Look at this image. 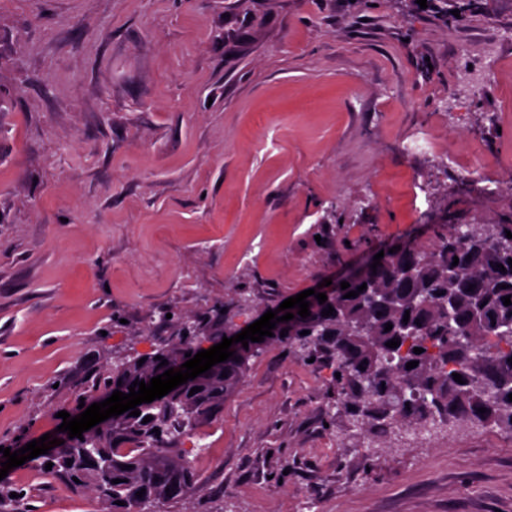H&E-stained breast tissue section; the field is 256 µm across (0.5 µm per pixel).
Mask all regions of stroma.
<instances>
[{"label":"stroma","instance_id":"obj_1","mask_svg":"<svg viewBox=\"0 0 512 512\" xmlns=\"http://www.w3.org/2000/svg\"><path fill=\"white\" fill-rule=\"evenodd\" d=\"M511 218L512 0H0V446L182 322ZM330 378L267 347L161 512H512V430L360 443ZM0 485V512H103L32 461Z\"/></svg>","mask_w":512,"mask_h":512}]
</instances>
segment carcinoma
<instances>
[{
	"label": "carcinoma",
	"mask_w": 512,
	"mask_h": 512,
	"mask_svg": "<svg viewBox=\"0 0 512 512\" xmlns=\"http://www.w3.org/2000/svg\"><path fill=\"white\" fill-rule=\"evenodd\" d=\"M498 229V236L492 237L485 223L454 224L439 235L431 252L404 243L394 253L384 252L375 269L370 257L361 275L349 279L350 287L343 290L340 282L332 283L323 304L307 297L311 316L304 319L298 309H291L294 318L276 324L260 349L238 347L235 357L203 378L201 391L185 396L182 405L165 411L144 408L139 416L112 424L97 445L72 439L70 447L86 446L91 455L110 460L112 478L119 483L100 487L95 469L77 453L53 463L49 473L72 490L79 482L94 488L110 512H158L161 506L178 503L194 485L195 475L184 450L172 443L184 428L224 407V398L242 382L262 349L302 341L332 356L343 408L356 423L365 418L385 427L406 423L418 426L420 433L460 418L512 431V304L506 306L503 300L512 296V240L506 237L512 224ZM499 264L506 272L497 268ZM363 284L380 294L378 302H368L362 292L345 297ZM330 306L333 315L322 316ZM388 323L392 329L387 332ZM284 329L288 333L282 337ZM304 330L309 334H302ZM392 339L400 345L387 347ZM416 347L424 352L414 353ZM411 361L418 366L406 368ZM158 370L159 363L153 361L128 375L108 369L96 388L106 391L113 386L127 394L134 381L147 383ZM455 373L464 383L454 380ZM480 408L486 412H478ZM148 415L152 420L143 422ZM155 428L160 433L153 432ZM141 488L145 494L139 497L134 490Z\"/></svg>",
	"instance_id": "1"
}]
</instances>
